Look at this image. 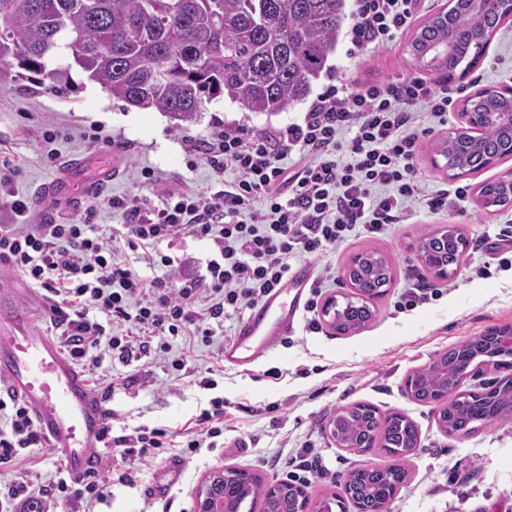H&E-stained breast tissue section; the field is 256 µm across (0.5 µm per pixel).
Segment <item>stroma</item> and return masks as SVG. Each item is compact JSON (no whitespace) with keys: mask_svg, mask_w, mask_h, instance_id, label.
<instances>
[{"mask_svg":"<svg viewBox=\"0 0 512 512\" xmlns=\"http://www.w3.org/2000/svg\"><path fill=\"white\" fill-rule=\"evenodd\" d=\"M408 40L404 33L387 47L352 55L347 52V40H339L327 73L313 81L312 93H320L333 73L355 84L411 73ZM453 83L468 95L485 88H512V17L491 38L482 60L466 74L455 76ZM305 107L301 101L279 114H255L225 97L213 100L200 120L185 122L112 98L75 67L63 90L49 82L22 89L0 79V155L12 162L13 192L27 199L57 174L60 160L81 157L85 160L82 180H93L102 168L119 164L120 176L108 187V194H131L156 206L167 192L180 188L179 177L187 172L183 137L206 135L220 121L267 130L298 118ZM462 110V102H455L447 126L420 139L416 166L426 191L464 186L468 189L465 201L439 214L413 212L404 223L394 225L388 236H356L328 258L331 270L324 277L323 295L339 298L350 291L344 270L353 256L377 250L388 257L393 281L375 301V317L364 329L338 335L325 326L314 333L306 319H299L287 341L249 371L224 367L219 343L176 342V350L189 356L192 364L212 369L215 386L211 389L189 378L174 379L162 363L150 358L127 366L103 361L101 374L118 386L109 402L114 431L146 426L175 432L220 397L224 445L202 449L188 460L180 478L160 498L147 494L146 488L164 473L170 457L163 454L143 462L136 483L113 484L111 498L96 504L95 512H195L197 492L214 471L247 469L264 482H278L285 475L271 460L280 455L321 463V472L307 473L302 485L311 498L331 497L339 493L349 471L386 462L375 449L358 452L337 447L326 433L337 409L359 402L383 412H404L419 427L420 442L402 461L408 478L391 512H512V417L458 440L439 428L432 406L411 399L404 387L409 373L449 346L490 327L512 325V267L494 270L487 279L476 274L477 265L493 257L499 228L512 225V204L486 210L478 191L484 183L512 173V156L449 179L436 165L437 145L465 127ZM94 124L100 125L101 132L99 141L92 144L86 134ZM42 127L58 132L56 161L45 159L38 136ZM144 167L155 172L152 184L138 180ZM449 225L464 233L469 245L457 271L440 279L421 263L417 243L424 233ZM429 285L440 288L441 296L401 308L407 289ZM129 376L136 382L130 390H122Z\"/></svg>","mask_w":512,"mask_h":512,"instance_id":"stroma-1","label":"stroma"}]
</instances>
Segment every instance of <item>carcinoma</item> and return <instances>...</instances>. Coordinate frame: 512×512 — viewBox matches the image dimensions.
Wrapping results in <instances>:
<instances>
[{
	"label": "carcinoma",
	"instance_id": "obj_1",
	"mask_svg": "<svg viewBox=\"0 0 512 512\" xmlns=\"http://www.w3.org/2000/svg\"><path fill=\"white\" fill-rule=\"evenodd\" d=\"M346 0H0V76L42 84L66 83L78 67L88 79L130 106L153 108L192 121L218 97L250 112L275 114L304 99L311 82L336 50ZM502 0H451L448 10L419 24L408 48L416 68L453 79L481 58L506 19ZM464 111L512 114V94L479 91ZM438 155L448 176L475 173L494 159L512 156V122L489 120L475 134L448 136ZM484 208L512 202V186L484 184ZM467 239L457 229L423 235L419 253L433 270L458 265ZM351 291L329 314L339 334L364 328L375 316L372 301L392 282L387 257L375 251L354 256L347 266ZM471 360L497 376L463 396L462 363ZM405 388L419 403L436 407L448 435L469 438L512 416V345L495 336L469 337L409 375ZM336 444L359 452H385L395 462L356 468L343 480V495L359 512H382L407 480L399 464L420 441L404 413L380 412L359 402L330 419ZM271 495L256 474L242 471L233 489L236 505L249 512H296L299 486L282 482Z\"/></svg>",
	"mask_w": 512,
	"mask_h": 512
}]
</instances>
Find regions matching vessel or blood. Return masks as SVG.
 <instances>
[{"mask_svg":"<svg viewBox=\"0 0 512 512\" xmlns=\"http://www.w3.org/2000/svg\"><path fill=\"white\" fill-rule=\"evenodd\" d=\"M77 166L74 160L64 162L60 174L36 193L34 205L44 206L64 191L74 204H82L119 174L118 168H107L96 181L73 188L68 173ZM310 279L309 266L297 267L250 311L224 346L225 366H252L277 348L293 329ZM1 395L23 401L71 481L85 480L97 469L95 450L107 439V402L62 351L57 338L35 325L13 288L0 289Z\"/></svg>","mask_w":512,"mask_h":512,"instance_id":"1","label":"vessel or blood"}]
</instances>
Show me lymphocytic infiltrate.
I'll return each mask as SVG.
<instances>
[{
    "instance_id": "f902f5d3",
    "label": "lymphocytic infiltrate",
    "mask_w": 512,
    "mask_h": 512,
    "mask_svg": "<svg viewBox=\"0 0 512 512\" xmlns=\"http://www.w3.org/2000/svg\"><path fill=\"white\" fill-rule=\"evenodd\" d=\"M420 0H353L346 37L355 50L382 47L407 30ZM454 101L447 82L413 75L354 85L345 77L310 101L302 115L267 132L228 123L203 140L186 138L187 169L205 157L220 190L205 196L185 186L146 207L133 196H104L75 220L29 223L26 200L0 172V264L20 272L46 303L63 351L88 375L104 359L122 364L169 359L175 373L194 375L176 339L211 342L224 320L261 303L301 255L321 257L363 232L387 236L411 207L437 214L464 201L466 187L422 196L416 168L420 137L447 125ZM232 180H225V173ZM122 216L109 235L95 222L99 205ZM183 235L203 239L210 254L201 271L159 251ZM138 254L129 261L126 251ZM153 276L142 275V268ZM224 433V401L214 398L192 426L175 433L137 427L111 437L119 451L110 470L81 483L59 476L50 491L28 474L0 489V512H43L51 496L61 512L93 507L113 484L131 485L142 461L180 447L194 455ZM43 439L26 407L0 399V464H18Z\"/></svg>"
}]
</instances>
